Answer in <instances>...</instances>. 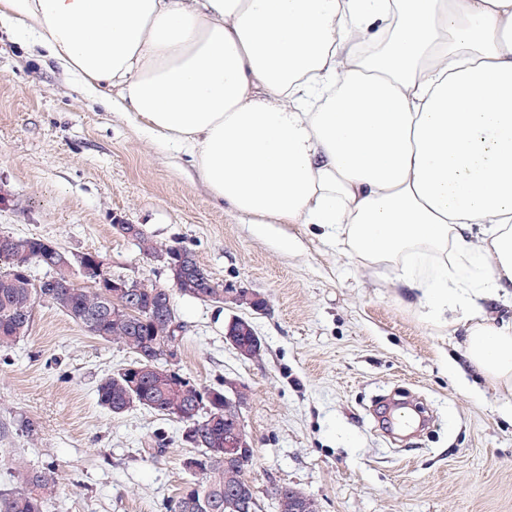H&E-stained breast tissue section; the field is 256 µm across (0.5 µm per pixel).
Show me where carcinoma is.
<instances>
[{"instance_id":"cac0c4a2","label":"carcinoma","mask_w":512,"mask_h":512,"mask_svg":"<svg viewBox=\"0 0 512 512\" xmlns=\"http://www.w3.org/2000/svg\"><path fill=\"white\" fill-rule=\"evenodd\" d=\"M133 240L147 257L171 250L157 245L143 231ZM49 243L43 237L11 236L6 251L0 252V350L28 335L39 300L55 306L89 335L122 344L134 359L100 379L99 404L116 415L134 408L152 411L194 428L200 439V456L183 461L192 480L164 505L165 512H247L245 502L256 495L249 480L250 465L224 464L223 384L202 386L185 380L183 374L168 368L164 358L165 348L176 338L166 315L172 289L141 284L135 289L136 310L131 314L124 310L126 293L97 282L78 287L71 275L52 269L44 282L26 279L22 272L27 267L45 265L40 256ZM25 262L29 266H23ZM211 282L210 274L195 260L178 291L203 302H224V289L207 287ZM10 469L14 487L0 492V512H49L60 486L59 467L37 468L15 459ZM301 496L286 485L277 487L276 512H293L294 500Z\"/></svg>"}]
</instances>
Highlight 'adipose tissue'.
<instances>
[{
  "label": "adipose tissue",
  "mask_w": 512,
  "mask_h": 512,
  "mask_svg": "<svg viewBox=\"0 0 512 512\" xmlns=\"http://www.w3.org/2000/svg\"><path fill=\"white\" fill-rule=\"evenodd\" d=\"M258 223L414 290L512 393V0H0V27ZM105 96V95H104Z\"/></svg>",
  "instance_id": "1"
}]
</instances>
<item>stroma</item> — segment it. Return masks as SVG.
<instances>
[{"label":"stroma","mask_w":512,"mask_h":512,"mask_svg":"<svg viewBox=\"0 0 512 512\" xmlns=\"http://www.w3.org/2000/svg\"><path fill=\"white\" fill-rule=\"evenodd\" d=\"M117 216L194 251L228 293L265 303L256 312L174 297L182 373L203 385L233 380L249 394L262 512H274L282 485L316 512H512V395L468 366L461 333L427 326L413 291L308 225L256 224L233 211L188 157L1 28L0 233L96 252L112 274L167 284L113 229ZM235 317L260 336L256 357L226 341ZM132 358L37 302L28 337L0 351V490L21 456L60 466L51 512H165L193 452L181 424L145 409L115 415L97 399L99 379ZM157 440L164 452L145 454Z\"/></svg>","instance_id":"obj_1"}]
</instances>
